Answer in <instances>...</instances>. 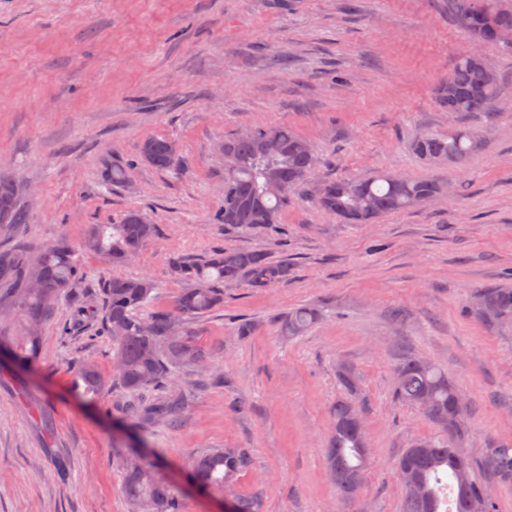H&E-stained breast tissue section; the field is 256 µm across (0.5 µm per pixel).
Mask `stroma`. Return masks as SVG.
Listing matches in <instances>:
<instances>
[{
  "instance_id": "stroma-1",
  "label": "stroma",
  "mask_w": 512,
  "mask_h": 512,
  "mask_svg": "<svg viewBox=\"0 0 512 512\" xmlns=\"http://www.w3.org/2000/svg\"><path fill=\"white\" fill-rule=\"evenodd\" d=\"M477 53L500 77L496 113L459 115L436 88ZM285 124L321 164L293 193L276 230L235 232L214 221L224 159L216 147L246 126ZM466 125L483 140L463 167L418 158L420 135ZM180 148L182 165L140 159L150 137ZM127 163L126 183L106 178ZM377 170L434 178L433 202L348 224L321 210V182ZM0 176L19 185L31 250L64 241L84 277L41 327L38 363L0 364V512H136L122 493L121 456L139 450L176 492L182 512H224L199 491L189 461L245 448L233 485L263 512H402L397 461L433 425L393 398L408 352L442 367L470 404L461 447L480 464L489 442L512 443V324L491 329L468 307L482 288L512 283V38L476 43L448 0H0ZM144 211L157 234L120 271L157 285L173 308L185 284L168 261L254 248L287 262L286 283L224 288V303L183 329L204 347L211 384L179 370L191 396L175 421L148 428L111 383L112 343L95 308L111 265L83 248L92 224ZM313 305L319 322L283 336L274 318ZM252 326L240 335L242 323ZM107 386L75 397L77 368ZM359 376L371 464L343 498L326 466L340 365Z\"/></svg>"
}]
</instances>
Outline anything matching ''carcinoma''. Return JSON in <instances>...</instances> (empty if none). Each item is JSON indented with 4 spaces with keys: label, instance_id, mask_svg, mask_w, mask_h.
<instances>
[{
    "label": "carcinoma",
    "instance_id": "cac0c4a2",
    "mask_svg": "<svg viewBox=\"0 0 512 512\" xmlns=\"http://www.w3.org/2000/svg\"><path fill=\"white\" fill-rule=\"evenodd\" d=\"M454 25L479 42H497L512 35V11L495 8L491 0H450ZM498 76L475 55L462 56L437 89L440 104L450 112H490L497 102ZM170 140L153 137L143 143L141 159L158 169H175L180 155L169 150ZM308 142L283 124L255 127L248 135L224 139V204L216 222L237 231L275 229L281 209L297 187L306 184L320 159ZM482 147L480 136L468 128H456L443 137L428 135L414 142L413 149L427 161L463 166ZM444 186L433 178L418 179L396 173L325 181L315 196L322 210L349 224H371L386 214L427 203L441 195ZM29 214L17 201V187L0 178V224L13 231L18 242L26 237ZM156 232L152 222L138 210L127 212L117 224H94L84 240V249L104 256L118 266L135 256ZM171 274L192 282L172 309L147 315L141 310L152 299L156 284L148 277L114 275L101 282L100 315L103 330L112 341L113 384L136 395L129 411L134 423L153 425L172 421L183 409L188 395L170 389L178 369L206 365L208 353L181 334L186 321L200 318L224 300V284L244 283L252 288H270L288 280V264L273 260L257 249L218 250L190 259L175 257ZM83 272L75 251L66 242L42 248L35 255L18 245L0 252V282L12 290V300L0 302V312H21L27 323L24 336L0 333V349L14 362L27 367L40 352L38 328L49 316L55 301L81 280ZM470 306L489 326L512 322V287L484 288L474 294ZM316 309L303 306L275 322L281 332L298 336L318 320ZM396 399L419 410L438 429L425 440L430 448L405 449L398 461L403 488V512H451L448 494H454L456 512H475L472 502L486 484L474 476L471 463L460 451L467 429L469 406L459 400L458 388L434 363L403 354L395 368ZM87 402L102 393L104 382L97 370L79 368L74 384ZM349 396L336 401L333 427L326 451V464L338 491L354 496L362 477L366 453L365 429L352 417ZM250 463L243 448L215 450L194 460L189 479L201 490H223ZM122 489L139 512H180L171 487L157 479L151 467L135 458L121 461ZM484 470L497 482H512V443L490 444L483 458ZM234 512H262L259 496L235 497Z\"/></svg>",
    "mask_w": 512,
    "mask_h": 512
}]
</instances>
